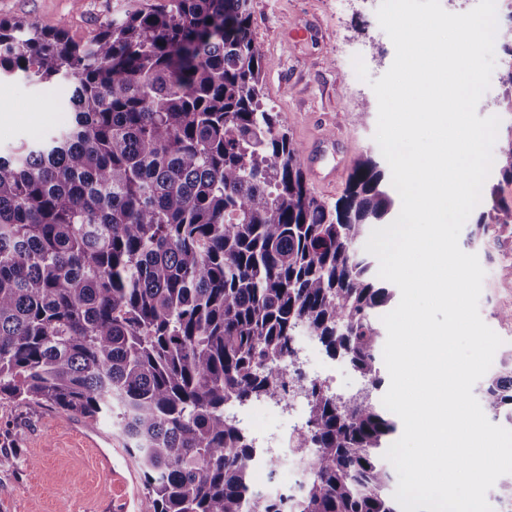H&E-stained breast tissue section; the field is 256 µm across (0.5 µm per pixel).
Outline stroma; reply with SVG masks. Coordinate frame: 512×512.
<instances>
[{
    "label": "stroma",
    "mask_w": 512,
    "mask_h": 512,
    "mask_svg": "<svg viewBox=\"0 0 512 512\" xmlns=\"http://www.w3.org/2000/svg\"><path fill=\"white\" fill-rule=\"evenodd\" d=\"M134 0H0V19L24 18L45 28L65 25L77 41L91 38L97 22ZM375 0H250L252 32L265 49L266 96L284 127L300 144L311 145L335 131L336 148L316 165L311 186L327 202L345 187L352 161L361 152L378 153L374 140L378 104L370 86L391 66L394 46L380 27ZM361 57L368 71L360 80L353 66ZM508 58L495 56L488 90L477 114L495 115L501 127L493 146L500 155L512 126V89L502 82ZM67 86L40 85L21 78L0 79V151L52 132L67 123ZM512 201V184L497 174L486 179L480 210L496 225L472 246L485 277L479 299L482 320L512 349V223H504L497 200ZM105 448L120 449L111 422L90 424L82 415L46 404L0 395V512H104L111 486L98 473L85 446L88 429ZM121 451V449H120ZM120 461L134 466L129 452Z\"/></svg>",
    "instance_id": "obj_1"
}]
</instances>
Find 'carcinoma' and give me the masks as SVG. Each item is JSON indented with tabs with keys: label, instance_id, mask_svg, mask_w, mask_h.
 <instances>
[{
	"label": "carcinoma",
	"instance_id": "obj_1",
	"mask_svg": "<svg viewBox=\"0 0 512 512\" xmlns=\"http://www.w3.org/2000/svg\"><path fill=\"white\" fill-rule=\"evenodd\" d=\"M250 0H139L84 42L0 20V76L68 86L70 118L0 153V394L114 419L148 512H401L384 453L398 422L377 314L395 287L357 244L397 214L358 154L313 191L263 92ZM512 183V140L496 162ZM312 336L365 382L353 404L297 367ZM307 401L309 478L252 483L255 439L227 408ZM481 399L512 426V350Z\"/></svg>",
	"mask_w": 512,
	"mask_h": 512
}]
</instances>
